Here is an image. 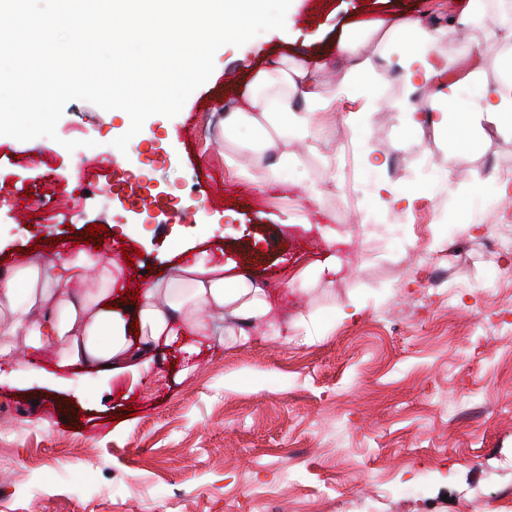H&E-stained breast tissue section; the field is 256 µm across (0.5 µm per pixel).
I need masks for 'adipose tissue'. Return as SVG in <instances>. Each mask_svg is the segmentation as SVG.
Wrapping results in <instances>:
<instances>
[{"instance_id":"obj_1","label":"adipose tissue","mask_w":512,"mask_h":512,"mask_svg":"<svg viewBox=\"0 0 512 512\" xmlns=\"http://www.w3.org/2000/svg\"><path fill=\"white\" fill-rule=\"evenodd\" d=\"M362 31L386 33L399 53V76L410 89L436 86L440 105L434 126L443 139L454 141L463 130L477 144L489 129L512 137V57L503 62L496 85L480 83L473 71L447 82L439 67L441 39L422 31L418 23L385 31L367 24ZM253 85L247 107L225 113L224 137L254 154L265 180L278 182L290 160L289 141L309 132L312 110L321 100L318 80L305 64L284 61L260 71ZM466 88L476 98L474 109L449 111L455 93ZM298 93L307 111H294ZM224 271V264L204 253L150 285L136 307L139 335L132 339L124 317L109 307L122 272L117 258L60 253L46 264L23 263L0 275V359H12L21 375L30 365L17 359L18 348L36 351L52 345L60 365L115 376L149 368L161 345H182L191 336H244L246 328L263 323L271 304L265 288ZM91 274L96 285L89 288L85 282Z\"/></svg>"}]
</instances>
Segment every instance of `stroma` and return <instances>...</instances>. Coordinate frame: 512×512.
<instances>
[{
  "label": "stroma",
  "mask_w": 512,
  "mask_h": 512,
  "mask_svg": "<svg viewBox=\"0 0 512 512\" xmlns=\"http://www.w3.org/2000/svg\"><path fill=\"white\" fill-rule=\"evenodd\" d=\"M290 11L288 35L221 47L179 114L148 117L147 137L113 150L114 175L90 189L76 170L127 132L126 112L73 100L57 139L0 136L12 192L0 273L33 254L50 261L61 239L102 224L93 244L140 250L155 278L205 251L264 284L280 326L244 343L192 336L190 353L158 347L136 379L76 374L50 346L24 376L1 359L0 512H512V251L487 243L512 239V138L491 132L473 149L428 123L405 129L392 104L429 117L435 103L408 92L376 40L356 48L368 82L344 93L337 82L339 46L363 23L416 20L443 30L449 76L476 60L495 83L512 55L499 14L475 0H293ZM286 58L319 69L329 104L289 145L282 182L249 180L221 114ZM51 184L74 193L72 211L17 223L21 194ZM417 484L428 498L401 496Z\"/></svg>",
  "instance_id": "obj_1"
}]
</instances>
